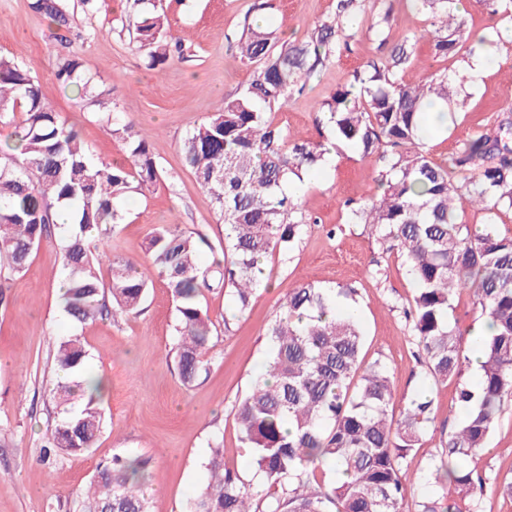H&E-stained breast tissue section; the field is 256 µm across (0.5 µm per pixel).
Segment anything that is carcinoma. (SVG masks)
Instances as JSON below:
<instances>
[{
	"label": "carcinoma",
	"instance_id": "carcinoma-1",
	"mask_svg": "<svg viewBox=\"0 0 512 512\" xmlns=\"http://www.w3.org/2000/svg\"><path fill=\"white\" fill-rule=\"evenodd\" d=\"M429 27L394 46L386 58L370 60L348 86L323 103L335 147L383 163L382 193L350 209L353 224L372 229L389 252L407 258L413 294L404 309L412 323L418 356L435 383H454L464 415L448 432L444 456L431 465L426 481L444 492L422 502L421 512H481L486 488L512 499V476L491 477L477 460L487 447L502 410L512 397V236L490 222L469 231L458 222L456 203L467 199L495 213L512 210V119L462 142L446 167L429 158L425 140L439 132L425 108L449 99L448 72L435 71L406 82L399 73L410 63L418 40L431 41L434 56L454 61L474 53L462 0H413ZM135 15L136 48L151 69L182 52L157 9L144 0H126ZM490 19L512 21V0H484ZM32 9L59 28L69 25L61 0H33ZM360 14V0H336L333 19L315 26L303 41L278 44L275 32L256 22L244 26L236 49L255 65L249 84L195 128L182 142L184 164L211 196L224 221V261L205 266L203 240L177 224L155 228L147 254L176 303L174 346L181 381L189 385L209 366L213 322L200 297L229 291L244 312L259 284L258 265L277 249L288 254L307 224L284 184L317 171L328 149L297 141L267 116V110L303 93L315 71L336 57L340 40ZM57 77L76 88L98 112L110 103L91 86L81 62L62 56ZM0 112H20L14 145L0 148V263L21 273L33 250L52 237L55 208L73 210L76 222L60 227L64 269L63 308L75 323L138 312L149 278L134 259L107 258L105 227L115 230L122 215L115 203L161 179L145 139L130 122L107 115L112 135L126 148V162L114 165L85 150L78 133L44 102L29 68L0 57ZM108 265L110 276L101 269ZM478 301L493 333L479 341L449 320L456 294ZM354 291L305 283L288 293L268 330L271 360L266 375L237 406L240 441L252 450L251 465L265 496L255 494L224 468V448L211 446L205 485L186 512H406L407 457L434 419L432 393L411 398L394 413L396 400L387 369L362 357L359 316L336 310V298ZM477 353L475 383L463 377ZM87 353L78 337L61 342L54 362L68 378L54 397L66 405L88 379L75 380ZM103 419L95 399L68 413L50 429L48 450L80 454L95 446ZM143 462L115 457L98 471L78 512H151L140 483Z\"/></svg>",
	"mask_w": 512,
	"mask_h": 512
}]
</instances>
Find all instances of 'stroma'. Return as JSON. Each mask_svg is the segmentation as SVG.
Returning a JSON list of instances; mask_svg holds the SVG:
<instances>
[{
  "label": "stroma",
  "mask_w": 512,
  "mask_h": 512,
  "mask_svg": "<svg viewBox=\"0 0 512 512\" xmlns=\"http://www.w3.org/2000/svg\"><path fill=\"white\" fill-rule=\"evenodd\" d=\"M161 0L166 23L184 44L183 55L160 70L146 66L133 40V20L120 0H63L68 29L61 30L33 11L32 0H0V56L29 66L43 99L79 132L94 156L123 161V142L112 136L101 113L84 107L77 93L56 77L59 57L70 53L124 121L146 139L162 172L160 181L119 201L123 221L112 237L115 255L146 259L149 233L176 224L211 243L224 241V224L210 194L185 166L180 145L186 135L220 110L225 98L249 82L254 67L241 61L234 45L245 22L263 20L278 36L303 40L333 17L336 0ZM389 16L385 32L376 22ZM362 22L348 50L320 67L308 90L292 96L269 117L284 132L314 143L332 142L322 104L352 79L355 68L379 57L381 39L397 43L428 25L410 0H363ZM499 58L480 83L452 87L461 102L449 132L431 138L425 149L448 161L458 143L492 127L512 101V23L505 25ZM381 163L354 150L334 154L300 191L309 224L289 254L275 251L265 261L266 281L248 309L236 313L229 294L206 293L202 306L213 323L210 365L184 385L173 347L177 312L166 281L151 275L141 312L71 322L60 300L63 270L57 242L35 249L23 274L11 276L0 303V512H76L84 489L113 456L146 462L140 481L151 496V512H184L205 481L203 462L213 440L224 444V466L251 489L260 481L240 442L235 408L249 394L270 357L267 330L288 293L309 282L356 291L365 337V361H380L396 390V406L421 387L434 395V421L407 459L412 478L408 512L435 491L418 475L442 454L441 434L462 411L450 384H432L414 356V336L402 307L412 284L404 256L389 253L364 224L348 221V208L377 191ZM80 337L86 368L101 378L98 404L104 427L90 452L44 457V435L61 417L52 388L57 345ZM482 466L492 475L512 474V398L505 399Z\"/></svg>",
  "instance_id": "obj_1"
}]
</instances>
